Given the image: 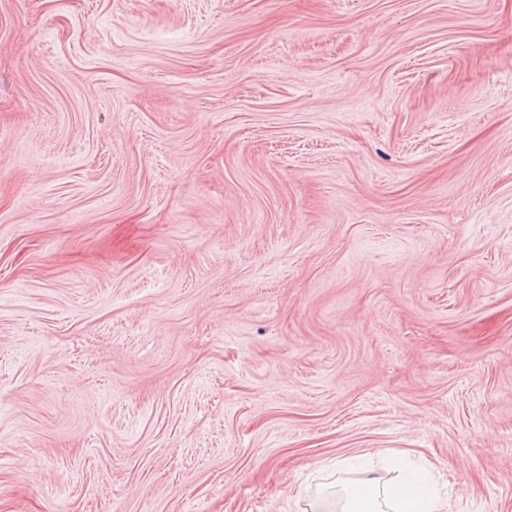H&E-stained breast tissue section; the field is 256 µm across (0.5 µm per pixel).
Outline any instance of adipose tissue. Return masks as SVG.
Returning <instances> with one entry per match:
<instances>
[{
  "label": "adipose tissue",
  "mask_w": 512,
  "mask_h": 512,
  "mask_svg": "<svg viewBox=\"0 0 512 512\" xmlns=\"http://www.w3.org/2000/svg\"><path fill=\"white\" fill-rule=\"evenodd\" d=\"M448 501L420 489L381 488L379 477L364 474L347 492L341 512H447Z\"/></svg>",
  "instance_id": "obj_1"
}]
</instances>
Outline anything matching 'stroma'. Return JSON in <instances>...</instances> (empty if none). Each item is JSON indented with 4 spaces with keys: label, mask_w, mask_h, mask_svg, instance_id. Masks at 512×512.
Masks as SVG:
<instances>
[{
    "label": "stroma",
    "mask_w": 512,
    "mask_h": 512,
    "mask_svg": "<svg viewBox=\"0 0 512 512\" xmlns=\"http://www.w3.org/2000/svg\"><path fill=\"white\" fill-rule=\"evenodd\" d=\"M512 512V0H0V512ZM447 509V499L418 488L383 487L380 493V478L369 472L347 491L341 512H445Z\"/></svg>",
    "instance_id": "35a3bbf8"
}]
</instances>
